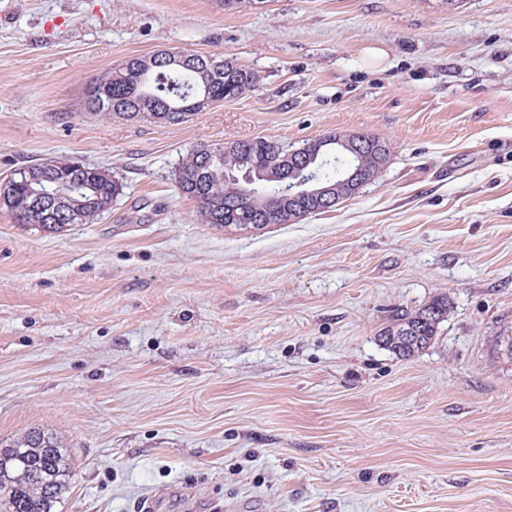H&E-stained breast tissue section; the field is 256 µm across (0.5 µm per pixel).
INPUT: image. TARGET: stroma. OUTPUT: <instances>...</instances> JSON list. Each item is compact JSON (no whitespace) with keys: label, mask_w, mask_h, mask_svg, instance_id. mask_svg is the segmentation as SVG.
<instances>
[{"label":"stroma","mask_w":512,"mask_h":512,"mask_svg":"<svg viewBox=\"0 0 512 512\" xmlns=\"http://www.w3.org/2000/svg\"><path fill=\"white\" fill-rule=\"evenodd\" d=\"M160 50L260 81L180 124L87 107ZM330 132L391 148L333 212L245 231L177 190L199 145ZM51 157L124 186L52 234L0 207V440L61 441L54 512H512V0H0V178ZM442 294L427 348L379 343Z\"/></svg>","instance_id":"1"}]
</instances>
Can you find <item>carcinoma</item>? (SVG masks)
Listing matches in <instances>:
<instances>
[{"instance_id": "cac0c4a2", "label": "carcinoma", "mask_w": 512, "mask_h": 512, "mask_svg": "<svg viewBox=\"0 0 512 512\" xmlns=\"http://www.w3.org/2000/svg\"><path fill=\"white\" fill-rule=\"evenodd\" d=\"M210 56L191 53L184 58L167 52L131 57L121 66L94 78L112 97L110 115L122 119L183 123L215 102L234 100L254 90L258 75L230 58L212 68ZM338 133L312 139L290 149L275 140L256 137L194 149L175 169L179 191L197 204L200 221L226 228L240 224H294L310 215V199L298 202V218L289 220L280 209L279 186L271 173L294 154L297 164L322 170L326 185L336 186L351 159L336 152ZM390 151L368 150L356 164L363 176H381ZM14 185L0 189V206L19 224L54 232L68 224H91L123 193V184L108 169L51 158L18 168ZM55 184L58 206L33 212L38 187ZM448 296L439 295L413 312H401L379 334V341L402 357L425 348L448 319ZM414 342L399 340L404 331ZM70 477L64 449L57 438L32 428L6 443L0 440V512H53Z\"/></svg>"}]
</instances>
